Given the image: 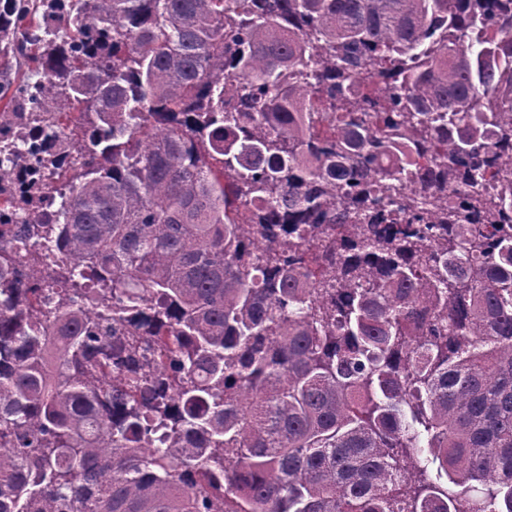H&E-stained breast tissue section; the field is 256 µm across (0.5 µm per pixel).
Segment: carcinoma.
<instances>
[{
  "instance_id": "1",
  "label": "carcinoma",
  "mask_w": 512,
  "mask_h": 512,
  "mask_svg": "<svg viewBox=\"0 0 512 512\" xmlns=\"http://www.w3.org/2000/svg\"><path fill=\"white\" fill-rule=\"evenodd\" d=\"M44 7L0 512H512V0Z\"/></svg>"
}]
</instances>
